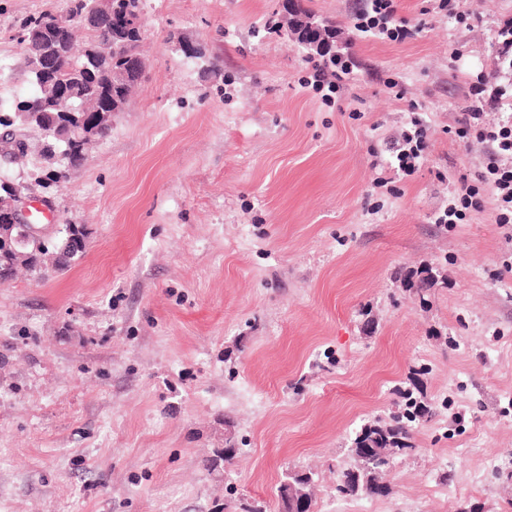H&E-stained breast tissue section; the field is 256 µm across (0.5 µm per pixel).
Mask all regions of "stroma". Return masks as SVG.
<instances>
[{
    "instance_id": "1",
    "label": "stroma",
    "mask_w": 512,
    "mask_h": 512,
    "mask_svg": "<svg viewBox=\"0 0 512 512\" xmlns=\"http://www.w3.org/2000/svg\"><path fill=\"white\" fill-rule=\"evenodd\" d=\"M300 4L356 61L338 102L267 32L283 0H143L146 78L48 193L87 249L0 286V512H282L302 473L311 512H512V239L488 208L433 221L477 168L447 130L512 0H401L404 44L355 31L366 0ZM41 12L65 0H0L1 100ZM412 100L428 158L369 214ZM408 412L387 494L338 493L362 428Z\"/></svg>"
}]
</instances>
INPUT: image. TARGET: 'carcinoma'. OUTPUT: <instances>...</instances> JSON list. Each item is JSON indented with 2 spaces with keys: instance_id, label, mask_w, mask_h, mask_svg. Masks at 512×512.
<instances>
[{
  "instance_id": "1",
  "label": "carcinoma",
  "mask_w": 512,
  "mask_h": 512,
  "mask_svg": "<svg viewBox=\"0 0 512 512\" xmlns=\"http://www.w3.org/2000/svg\"><path fill=\"white\" fill-rule=\"evenodd\" d=\"M89 0H66V17L53 13L31 16L22 25L23 44L33 91L5 108L0 104V156L17 164L32 154L30 132L45 144L37 154L44 164L37 176L43 189L67 179L84 159L86 134L101 139L112 131V113L121 111L143 77V62L129 57L140 46L142 26L125 32L90 21ZM91 32L79 56L73 55L74 27ZM332 28L329 20L311 27L292 21V34L302 43ZM88 231L82 224H63L61 231L36 248L18 225L0 226V252L13 261L16 273L46 277L69 268L86 252ZM407 425L400 417L367 427L357 438L355 456L362 467L342 473L336 490L345 496L379 495L376 471L388 464L390 453L409 447ZM310 489V478L298 475L279 486L285 502L294 493Z\"/></svg>"
}]
</instances>
